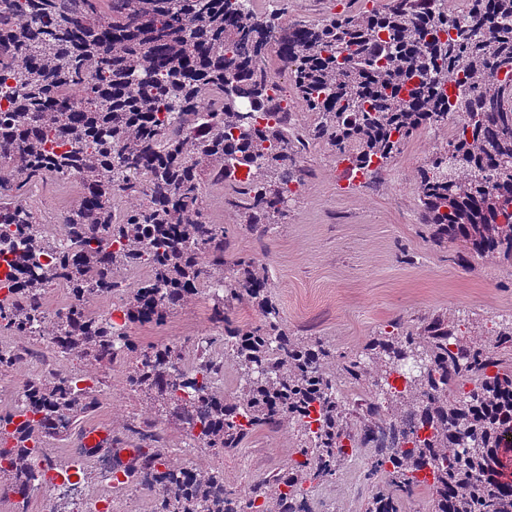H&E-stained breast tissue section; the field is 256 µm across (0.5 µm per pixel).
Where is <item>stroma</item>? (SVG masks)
Listing matches in <instances>:
<instances>
[{
    "label": "stroma",
    "instance_id": "obj_1",
    "mask_svg": "<svg viewBox=\"0 0 512 512\" xmlns=\"http://www.w3.org/2000/svg\"><path fill=\"white\" fill-rule=\"evenodd\" d=\"M360 7L359 0H257L258 10L279 13L289 24H318ZM447 142L444 128L428 138L415 135L383 168L356 177L328 149L311 148L297 164L302 185L287 223L272 225L262 235L241 224L223 187L206 186L205 212L223 225L233 252L265 267L288 329L329 341L337 358L360 355L392 323L416 325L437 314L460 324L466 337L479 343L496 324L512 320V264L490 256L476 259L472 268L462 267L455 248L433 242L422 223L417 172ZM78 192V181L63 185L48 179L29 188L25 200L46 234L55 236ZM130 332L143 348L169 339L192 346L195 337L213 333L210 303L203 296L194 298L164 326L136 324ZM12 342L23 356L12 371L0 375V384L19 385L45 363L59 375L83 369L73 355L42 357L28 337L16 336ZM95 374L100 407L79 416L50 444L54 467L69 475L64 489L33 495L28 512H81L86 495L105 493L99 466L77 455L90 429L118 434L129 420L155 424L174 461L222 468L227 487L238 493L284 466L296 448L290 425L256 431L242 447L224 453L190 447L181 424L162 416L157 403L129 384L125 365L99 368ZM371 458L368 450L345 458L335 479L312 485L308 496L314 512H364Z\"/></svg>",
    "mask_w": 512,
    "mask_h": 512
}]
</instances>
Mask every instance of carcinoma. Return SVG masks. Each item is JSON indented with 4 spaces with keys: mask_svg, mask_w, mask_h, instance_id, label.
<instances>
[{
    "mask_svg": "<svg viewBox=\"0 0 512 512\" xmlns=\"http://www.w3.org/2000/svg\"><path fill=\"white\" fill-rule=\"evenodd\" d=\"M272 53L311 112L302 128L269 93ZM0 97V333L95 366L133 355L129 383L156 393L198 448L233 450L284 425L300 435L299 458L240 496L224 471L174 465L161 436L124 423L143 445L124 462L114 436L112 458L130 488L154 493L152 512H313L304 485L335 479L346 445L376 439L372 470L384 482L365 512H403L421 486L431 512H512V481L502 478L512 364L500 356L512 348V322L479 344L443 315L394 323L338 362L329 344L288 330L264 269L228 262L224 225L204 216L211 182L238 188L228 203L249 228L278 224L309 147L366 174L422 128L451 120L453 137L418 170L424 224L461 246V264L486 254L512 263V0H472L466 19L446 0H386L287 26L250 0H0ZM47 178L82 185L54 238L22 200ZM129 197L142 201L121 207ZM132 266L148 275L117 307L118 323L93 302ZM54 287L69 300L51 315L44 299ZM204 293L224 353L202 337L185 371L183 347L133 344L130 325H162ZM243 301L259 316L246 330L231 317ZM19 360L1 347L0 373ZM229 360L240 378L232 398ZM399 361L414 367L400 391L390 382ZM81 379L31 376L0 413V492L18 497L15 512L46 492L32 456L100 406ZM345 385L363 389L356 421L338 396Z\"/></svg>",
    "mask_w": 512,
    "mask_h": 512,
    "instance_id": "cac0c4a2",
    "label": "carcinoma"
}]
</instances>
